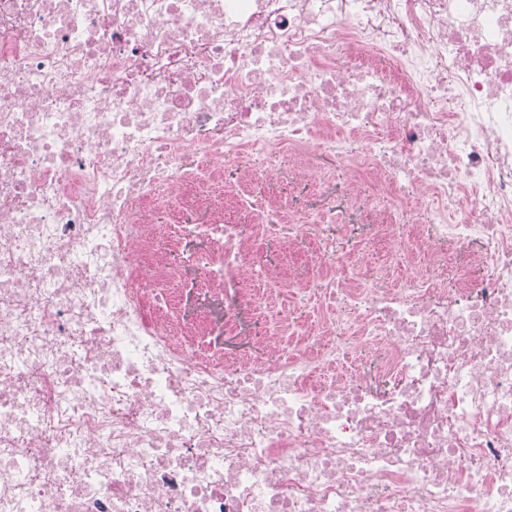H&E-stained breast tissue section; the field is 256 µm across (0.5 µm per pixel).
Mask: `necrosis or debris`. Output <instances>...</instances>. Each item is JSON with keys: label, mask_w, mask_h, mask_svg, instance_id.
Segmentation results:
<instances>
[{"label": "necrosis or debris", "mask_w": 512, "mask_h": 512, "mask_svg": "<svg viewBox=\"0 0 512 512\" xmlns=\"http://www.w3.org/2000/svg\"><path fill=\"white\" fill-rule=\"evenodd\" d=\"M0 512H512V0H0ZM281 172V178L277 183L267 184L260 183L255 186L253 191L256 195L275 194L294 202H305L307 200L317 198L324 192V187H303L294 178V170L291 161L286 155H277L271 159ZM251 259L256 267L271 270L276 268L288 258L292 266L294 275L305 280L312 274L311 256L314 254V245L310 238H303L297 241L292 249V253L286 257L280 243L274 239H264L260 241L252 250Z\"/></svg>", "instance_id": "obj_1"}]
</instances>
